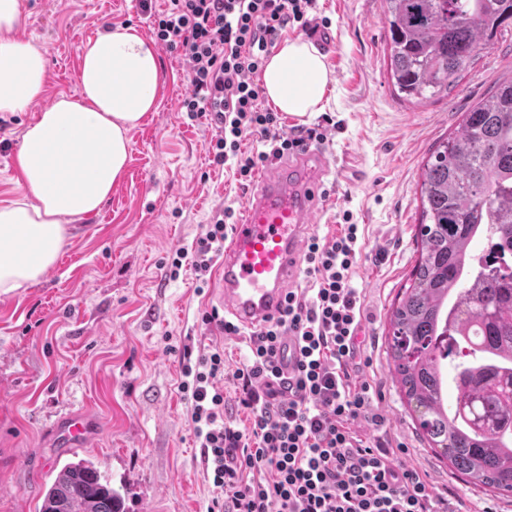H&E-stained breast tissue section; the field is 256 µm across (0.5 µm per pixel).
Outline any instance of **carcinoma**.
<instances>
[{"mask_svg": "<svg viewBox=\"0 0 512 512\" xmlns=\"http://www.w3.org/2000/svg\"><path fill=\"white\" fill-rule=\"evenodd\" d=\"M391 78L405 99L448 90L497 35L512 0H384ZM419 257L389 316L390 369L419 432L474 486L512 496V264L474 271L481 232L512 256V80L463 113L424 164ZM456 389L448 411L445 367ZM39 512H124L94 463H66Z\"/></svg>", "mask_w": 512, "mask_h": 512, "instance_id": "obj_1", "label": "carcinoma"}]
</instances>
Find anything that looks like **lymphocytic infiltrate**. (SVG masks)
<instances>
[{
    "mask_svg": "<svg viewBox=\"0 0 512 512\" xmlns=\"http://www.w3.org/2000/svg\"><path fill=\"white\" fill-rule=\"evenodd\" d=\"M139 5L150 14L155 42L187 68L180 106L188 119L208 120L213 164L246 183L288 153L325 141L320 124L285 132L281 113L264 105L256 81L288 27L309 30L314 0H167L158 12L149 0ZM253 137L259 149L247 148ZM236 221L233 208L215 212L191 245L176 251L171 278L187 267L208 284ZM360 255L358 225L311 237L304 251L310 287L289 293L275 320L249 332L248 360L234 372L249 433L224 420L223 351L184 364L180 390L206 475L219 491L209 512H454L417 470L394 465L382 421L370 412L369 384L351 382L363 318L352 285ZM289 339L299 359L287 376L276 354ZM363 417L375 433L357 429Z\"/></svg>",
    "mask_w": 512,
    "mask_h": 512,
    "instance_id": "f902f5d3",
    "label": "lymphocytic infiltrate"
}]
</instances>
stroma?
I'll return each mask as SVG.
<instances>
[{"mask_svg": "<svg viewBox=\"0 0 512 512\" xmlns=\"http://www.w3.org/2000/svg\"><path fill=\"white\" fill-rule=\"evenodd\" d=\"M311 15L331 38L333 73L325 107L300 119L332 120L324 146L334 168L315 233L338 234L347 215L361 235L352 282L364 319L352 380L372 386L395 464L426 473L457 512H512V496L466 484L429 448L390 373L387 344L392 304L418 259L423 165L463 112L512 77V32L481 52L449 93L413 104L389 79L383 0H316ZM116 25L151 36L138 0H24L19 34L42 50L48 82L27 111L0 113V205L19 195L24 128L74 93L82 43ZM157 56V105L128 134L125 176L97 213L72 221L40 283L0 296V512H37L60 468L81 458L119 489L126 512H207L217 491L178 389L185 350H223L225 418L250 428L233 377L248 357L245 340L203 323L217 306L212 287H199L187 269L169 277L175 251L217 210L242 211L247 188L210 166L211 127L180 110L186 67L165 49ZM70 409L97 422L81 448L51 433Z\"/></svg>", "mask_w": 512, "mask_h": 512, "instance_id": "stroma-1", "label": "stroma"}]
</instances>
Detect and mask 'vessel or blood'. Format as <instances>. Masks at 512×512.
Instances as JSON below:
<instances>
[{
	"label": "vessel or blood",
	"instance_id": "obj_1",
	"mask_svg": "<svg viewBox=\"0 0 512 512\" xmlns=\"http://www.w3.org/2000/svg\"><path fill=\"white\" fill-rule=\"evenodd\" d=\"M332 172L314 145L263 171L246 194L241 220L224 243L214 290L224 314L244 329L267 324L287 291L302 282V255ZM65 445L87 444L96 432L89 413L67 412L53 427Z\"/></svg>",
	"mask_w": 512,
	"mask_h": 512
}]
</instances>
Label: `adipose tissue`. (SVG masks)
<instances>
[{
	"instance_id": "ef3b65f1",
	"label": "adipose tissue",
	"mask_w": 512,
	"mask_h": 512,
	"mask_svg": "<svg viewBox=\"0 0 512 512\" xmlns=\"http://www.w3.org/2000/svg\"><path fill=\"white\" fill-rule=\"evenodd\" d=\"M21 0H0V112L26 111L47 82V61L19 37ZM74 95L60 96L21 136L20 195L0 206V295L38 284L53 269L74 218L97 212L124 177L129 132L153 111L157 53L135 28L118 25L80 49ZM332 75L311 43L288 40L260 76L280 111H318Z\"/></svg>"
}]
</instances>
